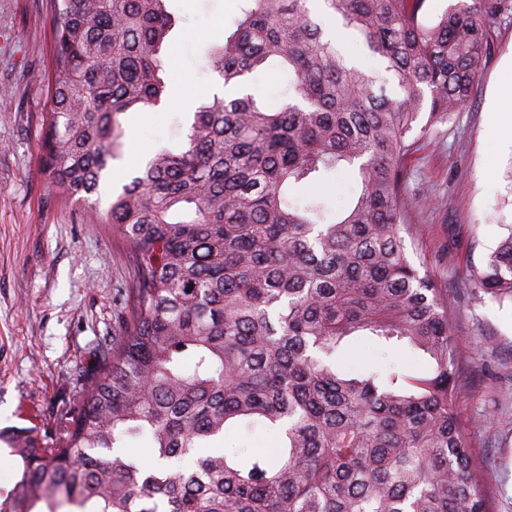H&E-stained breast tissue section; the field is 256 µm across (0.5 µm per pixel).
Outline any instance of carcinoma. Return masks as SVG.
Wrapping results in <instances>:
<instances>
[{
	"instance_id": "cac0c4a2",
	"label": "carcinoma",
	"mask_w": 512,
	"mask_h": 512,
	"mask_svg": "<svg viewBox=\"0 0 512 512\" xmlns=\"http://www.w3.org/2000/svg\"><path fill=\"white\" fill-rule=\"evenodd\" d=\"M50 61L41 172L65 198L100 193L121 158L120 116L166 99L168 0H47ZM206 63L228 95L192 112L112 193L104 223L132 276L119 335L55 436L0 433L20 479L0 512H490L481 464L454 403L459 365L448 295L421 272L401 223L403 163L423 112L470 99L505 0H242ZM363 41L368 73L338 48ZM288 73L276 108L252 88ZM350 173L348 202L301 200L298 184ZM478 287L512 302V232ZM428 357L355 373L345 338ZM276 434L272 451L224 454L229 428ZM148 437L154 464L120 449Z\"/></svg>"
}]
</instances>
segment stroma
<instances>
[{
  "label": "stroma",
  "mask_w": 512,
  "mask_h": 512,
  "mask_svg": "<svg viewBox=\"0 0 512 512\" xmlns=\"http://www.w3.org/2000/svg\"><path fill=\"white\" fill-rule=\"evenodd\" d=\"M240 0H171L180 23L168 54V103L123 115L115 186L159 149L186 137L193 104L209 101L219 78L205 52L222 43ZM45 0H0V86L12 89L0 112V430L47 434L80 402L85 381L121 330L124 287L132 276L125 244L98 206L67 201L40 171L41 86L24 69L52 48ZM492 54L474 93L437 123L420 115L410 135L403 188L411 254L448 292L461 364L455 410L480 457L492 512H512V303H498L471 274L512 231V118L490 105L512 95V24L491 31ZM498 127L497 140L487 131Z\"/></svg>",
  "instance_id": "obj_1"
}]
</instances>
